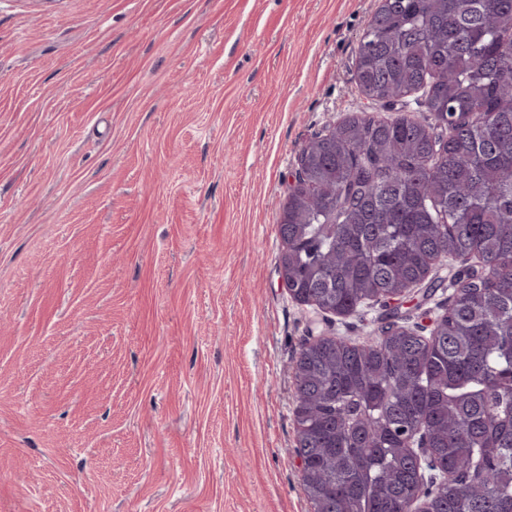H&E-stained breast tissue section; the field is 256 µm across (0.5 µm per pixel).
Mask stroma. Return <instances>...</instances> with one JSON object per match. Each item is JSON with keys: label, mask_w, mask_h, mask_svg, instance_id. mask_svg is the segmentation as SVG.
I'll return each mask as SVG.
<instances>
[{"label": "stroma", "mask_w": 512, "mask_h": 512, "mask_svg": "<svg viewBox=\"0 0 512 512\" xmlns=\"http://www.w3.org/2000/svg\"><path fill=\"white\" fill-rule=\"evenodd\" d=\"M379 0H0V512H313L294 363L386 308L294 300L297 156L369 103Z\"/></svg>", "instance_id": "obj_1"}]
</instances>
